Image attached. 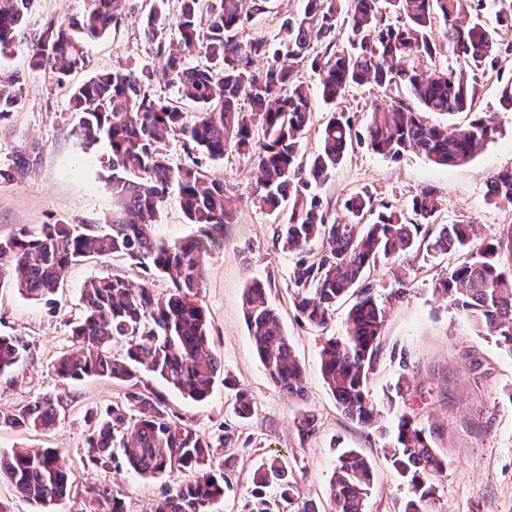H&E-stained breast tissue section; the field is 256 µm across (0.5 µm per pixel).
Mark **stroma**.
I'll return each instance as SVG.
<instances>
[{"label":"stroma","mask_w":512,"mask_h":512,"mask_svg":"<svg viewBox=\"0 0 512 512\" xmlns=\"http://www.w3.org/2000/svg\"><path fill=\"white\" fill-rule=\"evenodd\" d=\"M86 0H32L17 46L0 56V74L22 72V97L14 112L0 120V165L10 163L23 148L37 147L39 162L24 177L0 183V237L20 231L37 233L46 224H102L111 220L112 192L105 177L108 149H83L71 134L77 116L67 89L48 73L27 66L26 42L47 21L79 16ZM154 0H126L121 24L103 37L87 41V66L72 73L71 84L82 83L96 70L154 68L156 47L144 35L143 22ZM306 0H271L268 13L245 31V38L274 40L282 22L303 11ZM512 79V54L500 55L492 67L477 75L475 110L497 117V132L466 164L443 167L423 156L405 153L392 159L374 152L365 142L374 108L391 104V94L374 85L350 89L338 108L352 122L357 135L343 162L319 187V196L331 216L344 218L345 200L354 193L371 192L376 203L408 210L412 198L434 189L443 206L435 221L463 220L474 224L473 247L490 239L512 237V201L491 202L487 182L498 171L512 170V113L499 110V92ZM201 170L222 178L239 199L235 220L224 231V244L203 259L201 299L211 323V335L224 361V370L250 392L255 413L246 423L235 418L230 395L215 383L210 397L194 402L162 379L148 375V389L163 394L171 411L210 438L225 427L236 428L244 445L235 449L232 489L219 503V512H242L248 498L249 474L260 457H286L305 498L320 512L328 506L326 491L341 448H356L369 460L374 490L368 512H401L408 497L406 483L392 470L385 450L404 400L397 392L401 376L425 391L429 400L422 420L439 429L436 444L448 462L439 480L431 512H512V353L494 337L475 330L447 299L435 294L437 283L455 255L429 257L410 252L398 263H380L366 276L384 301L387 317L381 336L382 353L369 383L377 417L372 426L349 421L322 383L319 351L325 336L342 331L349 302L336 306L326 330L311 328L297 315L292 302L289 271L296 254L283 251L276 227L288 220L287 210L272 214L254 205L249 194L257 171L250 159L233 150L223 159L198 155ZM411 270L404 298H392L397 266ZM118 275L152 284L166 292L169 283L153 271L123 256L89 257L66 272L55 303L21 296L10 280L0 281V333L17 337L24 359L17 371L0 377V412L47 393L66 392L68 400L55 426L46 430H18L0 425V452L15 448H60L71 476V492L56 512H89L87 484L120 491L128 512H147L152 503L174 487L175 477L144 478L126 468L95 467L88 463L85 437L88 417L120 402L123 387L112 379L90 377L62 384L52 365L71 349L70 329L81 314L80 292L94 277ZM269 286V301L278 312L294 353L304 368V398H291L269 380L253 348L242 308L244 288L252 281ZM406 350L410 369L402 371L392 350ZM314 415L317 429L300 437L294 420Z\"/></svg>","instance_id":"obj_1"}]
</instances>
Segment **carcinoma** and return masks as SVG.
Instances as JSON below:
<instances>
[{"mask_svg": "<svg viewBox=\"0 0 512 512\" xmlns=\"http://www.w3.org/2000/svg\"><path fill=\"white\" fill-rule=\"evenodd\" d=\"M31 0H0V54L15 43ZM179 48L164 49L159 35L167 25L166 0L144 22L157 41L159 66L149 72L100 70L73 87L71 108L79 115L73 134L85 147L108 143L107 177L115 209L107 224H45L36 234L21 231L0 238V275L35 300L55 302L65 272L89 256H127L164 277L171 288L155 293L148 282L138 285L119 276L88 280L81 289L83 314L71 330V352L53 369L65 383L86 377H108L125 387L121 402L103 414L90 415L86 456L97 467L116 460L146 478L187 473L190 479L169 490L149 512H214L213 505L230 489L227 473L235 459H217L213 442L183 417L169 410L165 398L145 389L140 373L159 376L190 399L200 402L224 373L210 339V323L200 299L204 278L201 258L224 240L234 221L232 199L224 181L213 178L193 160L172 164L160 144L179 136L188 150L212 160L233 149L253 159L260 171L254 203L274 214L289 205L288 222L277 225L276 241L296 252L290 284L299 316L314 328H326L336 304L351 297L344 335L325 339L320 350L324 385L351 422L370 426L376 417L368 384L380 353L387 308L364 282L367 268L392 262L408 251L427 256L455 253L460 263L448 268L437 292L479 331L512 351V251L487 241L472 250L475 227L462 221L442 224L438 232L418 237L441 210L434 190L412 200L419 223L408 224L401 211H378L373 196L357 192L344 202L347 219L336 221L308 188L324 182L352 143L353 128L342 114L331 116L318 133L309 157L298 153L311 121L313 103L295 82L298 69L317 73L319 100L334 109L354 86L373 84L396 91L390 108L371 113L367 130L371 147L396 159L413 152L442 166L468 162L494 137L496 125L476 112L465 126L450 132L433 124L430 114L471 112L477 96L476 72L492 64L499 51L492 30L480 21L484 0H307L304 11L288 17L275 42L241 39V32L268 11L270 0H180ZM125 0H88L84 13L67 23L50 20L27 45L28 67L47 71L63 86L72 72L85 67V40L97 38L122 20ZM391 9L405 18L387 19ZM347 31L336 46V28ZM459 61L454 68L421 70V58L434 59L442 45ZM322 50H317V47ZM199 52L207 64L188 67L185 55ZM266 60L261 70L253 68ZM177 87L178 100L155 97L150 82ZM22 75L0 81V120L19 102ZM248 102L243 107L242 102ZM198 107V118L185 122L181 103ZM262 132V142L255 132ZM36 149H24L13 164L0 167V180L12 181L37 165ZM176 195L194 236L170 241L155 233L159 210ZM490 200L512 199V173L492 175ZM373 221L366 222L367 217ZM243 308L249 335L270 380L288 395L303 398V369L275 310L267 288H246ZM24 347L12 336H0V375L14 372ZM235 389L233 413L247 420L253 405L247 391L229 377ZM66 398L60 393L27 400L0 423L14 429H46L55 422ZM436 428L424 426L415 407L397 422V437L386 457L409 486L401 512H427L447 470L439 454ZM42 510L70 494L71 483L60 448L14 449L0 454V476ZM251 490L243 512H318L301 497L288 460L260 458L250 476ZM374 487L373 471L355 448L340 451L327 496L330 512H366ZM92 512H127L122 494L89 487Z\"/></svg>", "mask_w": 512, "mask_h": 512, "instance_id": "obj_1", "label": "carcinoma"}]
</instances>
